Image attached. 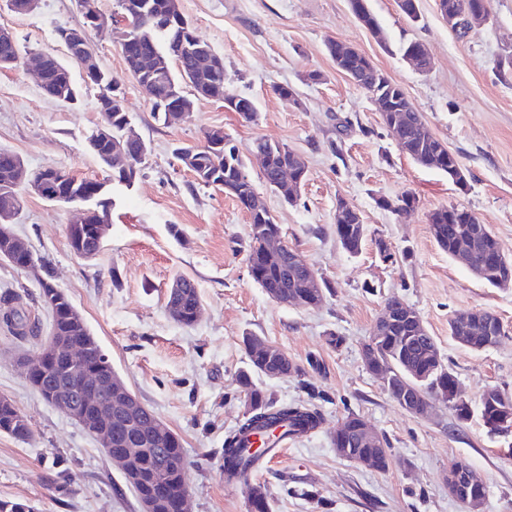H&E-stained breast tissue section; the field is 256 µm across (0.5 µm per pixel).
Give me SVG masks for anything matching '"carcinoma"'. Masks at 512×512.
<instances>
[{
	"label": "carcinoma",
	"mask_w": 512,
	"mask_h": 512,
	"mask_svg": "<svg viewBox=\"0 0 512 512\" xmlns=\"http://www.w3.org/2000/svg\"><path fill=\"white\" fill-rule=\"evenodd\" d=\"M166 0H118V15H125L133 26V43L123 58L130 74L137 71L136 54L155 46L165 52L170 60L166 80L140 77L136 79L138 87L149 101L154 118L165 125L172 124L169 113L159 109L161 102L171 95L172 88L185 85L183 73L195 67V53L190 51L188 38L182 37V29L169 27L165 30L156 25L155 17L164 9ZM479 0H439L440 11L447 14L466 16L473 11ZM353 10L363 14L364 25L373 35H384L375 14L370 10L368 0H350ZM344 66L360 78L358 87L371 95L384 97L391 104V112L383 118L386 125L395 124L403 128L405 153L416 163L450 174L454 158L448 157V148L441 147L440 140L433 134L422 115L414 111L413 103L401 88L381 77V70L370 64L369 59L359 50H352L345 59ZM196 83L204 93V98L222 101L230 95L225 84L224 66L218 64L204 71L197 72ZM442 148L437 158L429 157V152ZM253 150L268 155L269 163L262 172L264 183L274 187V176L279 169L296 162L294 152L279 144H272L258 139ZM192 156L186 169L200 183L208 186L217 184L218 179L208 180L207 174L221 173L223 183L233 186L226 194L245 210H250L248 201L256 191L252 180L240 178L241 169L245 168L239 148L236 145L224 149V152L212 153L206 147L182 146L175 149V157ZM62 183L59 191L73 193V197L87 199L91 197L99 181L79 178L69 169H60ZM381 208L402 215L417 205L416 197L403 193L394 199L378 201ZM431 233L440 248L448 252L451 258L457 257L460 249L466 252L467 270L481 273V281L495 288L503 287V282L512 277V257L503 256L493 259L491 253L494 235L486 224L473 221L464 224L455 219H448V208L435 210L429 217ZM250 245L247 255L251 279L266 294H273L283 305L292 304L295 295L303 291L309 273L292 262L288 252L277 259H270L265 254L264 244L267 238L281 234V227L271 213L260 218L249 215ZM336 238L342 248L350 254H357L367 234V225L356 223L353 215H348L345 224L335 228ZM97 227L86 224L82 228V248L87 252H100L96 237ZM167 309L170 317L178 324L190 326L191 317L196 308L201 306V297L196 283L184 276L177 277L171 287ZM44 306L51 314V336L48 343L53 345L54 355L47 356L39 352L43 377L33 376L30 382L39 386L42 398H48L58 387L78 386L71 365L82 370H110L112 364L102 350L88 326H74L70 319L69 299L58 302L52 295V289H41ZM15 297L3 293L0 295V321L12 335L26 338L35 337L38 325L32 322L22 309L13 308ZM450 335L463 346L474 350L486 349V343L497 344L504 335L499 318L490 311L480 310L475 320L461 323L454 319L448 322ZM248 356V367L236 376V384L244 394L248 405V415L240 425L224 438L222 455V472L228 481L247 478L246 470L262 458L259 451L246 447L248 436L277 427H283L288 435L297 436L321 424L319 413L303 404L276 403L267 393L258 387L253 376L263 375L264 370L274 362V354L259 348V338L248 336L244 339ZM366 345L373 346L375 361L393 372V386L389 395L400 398L404 382L420 379L423 393L435 396L448 395L450 390L458 387L459 380L444 364L434 337L416 335L407 322L399 320L387 326L378 325L372 329ZM512 403V394L500 389L488 399L480 398L479 414L484 425L494 433H506L508 428L500 425L498 415L503 407L502 399ZM161 424L155 414L144 405H139L135 412L126 418L115 420L109 418L112 427V447L104 449L107 457L121 454L127 448L128 440L133 438L144 445L145 452L136 459L135 471H125L123 476L132 487L139 501L152 503V512H182V506L189 497L185 478L186 463L183 462V448L176 434L167 430L163 434L152 436L141 432ZM0 433L14 439L27 442L32 439L34 430L29 419L21 413L12 400L0 397ZM349 447L353 452L369 454L376 458L375 465L384 469L388 465V443L382 440L378 448H365L360 445L356 433L347 435ZM249 512H270L264 486L256 484L251 488Z\"/></svg>",
	"instance_id": "carcinoma-1"
}]
</instances>
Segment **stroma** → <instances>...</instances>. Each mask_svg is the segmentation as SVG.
Wrapping results in <instances>:
<instances>
[{
    "mask_svg": "<svg viewBox=\"0 0 512 512\" xmlns=\"http://www.w3.org/2000/svg\"><path fill=\"white\" fill-rule=\"evenodd\" d=\"M385 33L378 40L355 18L349 0H180L194 33L224 59L225 81L254 100L255 121L199 99L191 116L166 126L128 71L113 41L117 0H96L104 26L88 40L102 69L123 91L131 124L149 147L130 188L115 192L112 224L96 258L70 248L69 207L37 195L24 197L13 226L38 257L50 262L52 281L84 317L114 370L138 400L181 441L187 460L190 512H248L252 485H264L271 512H466L448 493V469L466 462L484 483L481 512H512V433L491 434L479 413L464 421L446 403L416 416L388 394L370 372L363 347L390 298L413 308L459 379L462 399L478 405L496 387L512 394V287L475 278L434 240L429 217L457 206L489 225L512 257V72L497 63L512 56V0H490L491 20L462 35L451 30L437 0H418L410 24L396 0H370ZM77 0H40L30 13L0 8V26L16 35L17 64L0 70V149L28 169L64 167L88 179L111 178L89 151L87 138L103 124L98 89L81 84L77 103L47 97L36 81L35 57L64 56L57 28L82 25ZM362 50L398 84L431 130L469 172L467 188L403 154L365 91L339 72L328 40ZM420 41L430 70L407 64L403 43ZM287 86L295 102L276 89ZM212 128L239 147L257 191L282 237L329 285L314 307L284 306L251 279L247 264L249 215L212 186L198 185L180 166L177 147L201 146ZM287 146L308 166L297 204L285 203L260 182L254 140ZM413 193L418 204L397 216L380 199ZM345 200L368 227L359 254L336 239V203ZM383 238L395 253L383 262ZM193 279L201 296L198 320L175 323L166 310L177 276ZM38 318L42 333L23 340L0 325V396L31 421L34 437L21 443L0 434V499L24 501L35 512H142L121 471L74 420L48 405L27 380L20 361L35 356L50 319L38 283L0 260V293ZM473 309L494 313L506 331L499 344L470 350L448 332V321ZM259 337L288 354L297 369L258 384L278 402L318 410L320 426L292 440L275 462L234 484L221 471L224 436L247 407L236 392L246 369L244 337ZM364 419L389 442V465L379 470L339 457L331 444L348 415ZM66 471L71 492L48 485Z\"/></svg>",
    "mask_w": 512,
    "mask_h": 512,
    "instance_id": "1",
    "label": "stroma"
}]
</instances>
